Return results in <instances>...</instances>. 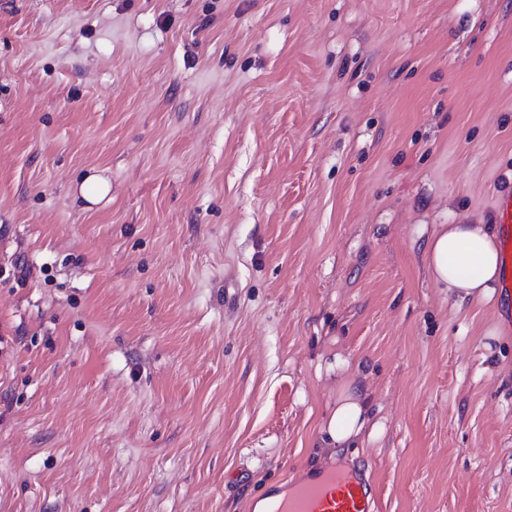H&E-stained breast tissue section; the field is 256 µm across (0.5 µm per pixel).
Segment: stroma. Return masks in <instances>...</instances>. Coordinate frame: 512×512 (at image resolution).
Instances as JSON below:
<instances>
[{"label": "stroma", "mask_w": 512, "mask_h": 512, "mask_svg": "<svg viewBox=\"0 0 512 512\" xmlns=\"http://www.w3.org/2000/svg\"><path fill=\"white\" fill-rule=\"evenodd\" d=\"M507 191L512 0H0V512H255L335 460L512 512L500 299L424 259ZM110 190V181L97 169L84 178L79 188L81 197L92 206L111 202ZM367 417L359 395L343 394L336 400V408L331 412L323 432L329 437V443L343 445L360 436L365 429Z\"/></svg>", "instance_id": "stroma-1"}]
</instances>
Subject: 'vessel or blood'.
<instances>
[{
    "label": "vessel or blood",
    "instance_id": "obj_1",
    "mask_svg": "<svg viewBox=\"0 0 512 512\" xmlns=\"http://www.w3.org/2000/svg\"><path fill=\"white\" fill-rule=\"evenodd\" d=\"M501 230L503 279L499 290L505 313L503 331L512 335V194L494 204ZM377 496L364 472L342 463H329L318 472L297 479L276 501L273 512H376Z\"/></svg>",
    "mask_w": 512,
    "mask_h": 512
}]
</instances>
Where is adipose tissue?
<instances>
[{"label": "adipose tissue", "mask_w": 512, "mask_h": 512, "mask_svg": "<svg viewBox=\"0 0 512 512\" xmlns=\"http://www.w3.org/2000/svg\"><path fill=\"white\" fill-rule=\"evenodd\" d=\"M429 276L458 298L484 300L502 276L497 237L485 224H442L425 247ZM367 423L360 397L345 394L336 401L325 432L343 445L360 436Z\"/></svg>", "instance_id": "obj_1"}]
</instances>
